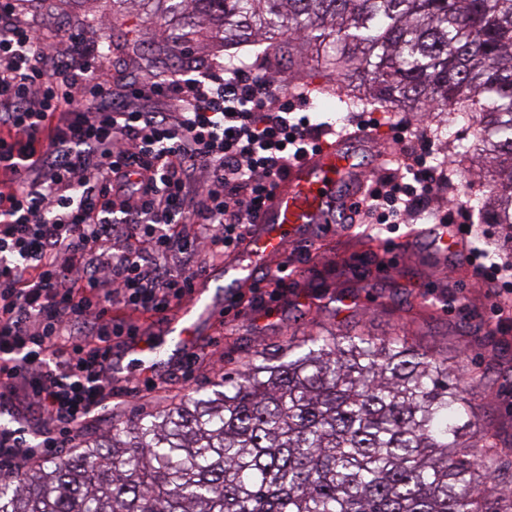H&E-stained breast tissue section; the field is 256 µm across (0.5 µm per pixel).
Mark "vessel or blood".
<instances>
[{
  "mask_svg": "<svg viewBox=\"0 0 512 512\" xmlns=\"http://www.w3.org/2000/svg\"><path fill=\"white\" fill-rule=\"evenodd\" d=\"M362 138L361 132L347 128L332 131L320 149L289 165L287 176L274 188L237 252V273L252 272L312 225L350 221L367 193L366 181L354 162V150ZM212 312L203 295L195 294L185 307L180 337L195 335L198 320Z\"/></svg>",
  "mask_w": 512,
  "mask_h": 512,
  "instance_id": "1",
  "label": "vessel or blood"
}]
</instances>
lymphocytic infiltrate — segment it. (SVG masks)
Returning <instances> with one entry per match:
<instances>
[{
	"mask_svg": "<svg viewBox=\"0 0 512 512\" xmlns=\"http://www.w3.org/2000/svg\"><path fill=\"white\" fill-rule=\"evenodd\" d=\"M0 0V389L21 409L0 456L24 465L71 445L112 399V306L161 315L206 251L246 239L271 188L315 145L279 87L248 65L189 57L124 101L98 46L49 36ZM374 184L364 214L401 224L445 179L425 154ZM79 343H70L73 334ZM50 429L27 437L31 416Z\"/></svg>",
	"mask_w": 512,
	"mask_h": 512,
	"instance_id": "lymphocytic-infiltrate-1",
	"label": "lymphocytic infiltrate"
}]
</instances>
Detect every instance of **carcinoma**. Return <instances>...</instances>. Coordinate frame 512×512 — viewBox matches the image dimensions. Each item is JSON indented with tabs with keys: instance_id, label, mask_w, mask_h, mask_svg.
Listing matches in <instances>:
<instances>
[{
	"instance_id": "cac0c4a2",
	"label": "carcinoma",
	"mask_w": 512,
	"mask_h": 512,
	"mask_svg": "<svg viewBox=\"0 0 512 512\" xmlns=\"http://www.w3.org/2000/svg\"><path fill=\"white\" fill-rule=\"evenodd\" d=\"M176 53L208 25L224 49L288 41L383 112L477 117L452 151L512 239V0H138ZM396 333L291 334L178 404L0 476V512H512L502 449L471 412L481 378Z\"/></svg>"
}]
</instances>
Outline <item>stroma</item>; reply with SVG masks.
I'll list each match as a JSON object with an SVG mask.
<instances>
[{
  "label": "stroma",
  "mask_w": 512,
  "mask_h": 512,
  "mask_svg": "<svg viewBox=\"0 0 512 512\" xmlns=\"http://www.w3.org/2000/svg\"><path fill=\"white\" fill-rule=\"evenodd\" d=\"M27 19L53 34L71 27L84 29L89 42H102L103 63L112 74L113 94H122L128 83L144 85L181 72L187 56L173 57L159 49L167 34L149 24L138 6L122 18L112 16L110 0H28ZM298 115L312 128L329 125L357 128L368 114L359 106L328 104L315 93L298 104ZM377 124L356 155L365 177L378 180L402 172L407 156L418 149L415 139L396 142L400 123L425 131L432 139L431 164H446L449 186L432 193L421 209L404 224H320L307 238L287 244L267 265L255 268L248 283L234 275H220V262H210L212 277L206 293L223 307L221 317L203 321L184 353L164 358L152 373L155 391H127L131 338L112 340V386L115 394L106 419L91 421L83 433H102L110 419L132 420L140 410L175 402L191 392L209 387L221 367L232 368L255 351L276 350L288 334L314 333L325 327L338 330L363 328L374 335L404 332L422 347L463 359L475 375L487 376L485 392L475 408L498 443H512V323L499 324L497 308L512 302L503 295L489 298L467 255L479 248L488 262L498 263L501 280L512 279V248H507L499 224H474L472 235L462 238L460 250L439 241L425 230L426 216L459 204L478 212L483 198L474 177L452 163L448 150L455 136L451 127L438 128L430 116L412 112H375ZM395 151L388 168L376 166L379 152ZM420 236H413V229ZM281 282L271 294L268 278ZM195 362H187L189 353Z\"/></svg>",
  "instance_id": "obj_1"
}]
</instances>
